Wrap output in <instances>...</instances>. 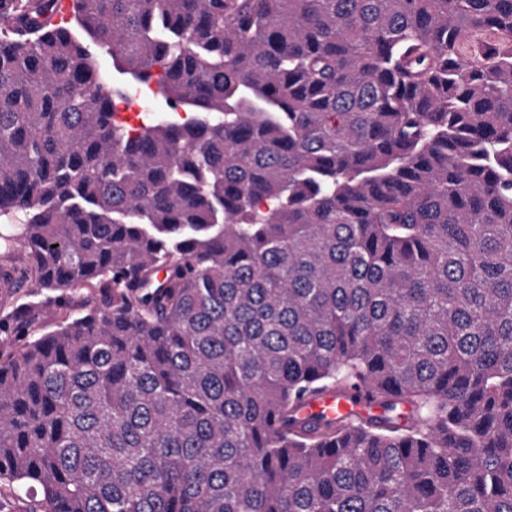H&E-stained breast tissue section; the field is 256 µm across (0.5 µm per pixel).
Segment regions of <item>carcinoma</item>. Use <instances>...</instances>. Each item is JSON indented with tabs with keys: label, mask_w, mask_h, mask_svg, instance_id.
Segmentation results:
<instances>
[{
	"label": "carcinoma",
	"mask_w": 512,
	"mask_h": 512,
	"mask_svg": "<svg viewBox=\"0 0 512 512\" xmlns=\"http://www.w3.org/2000/svg\"><path fill=\"white\" fill-rule=\"evenodd\" d=\"M69 2L0 0V485L512 512V0ZM371 408V403L364 399H356L354 392L347 391L338 395L328 392L312 400L310 408L305 410L304 415L321 414L328 420L339 421L345 417L364 416Z\"/></svg>",
	"instance_id": "carcinoma-1"
}]
</instances>
